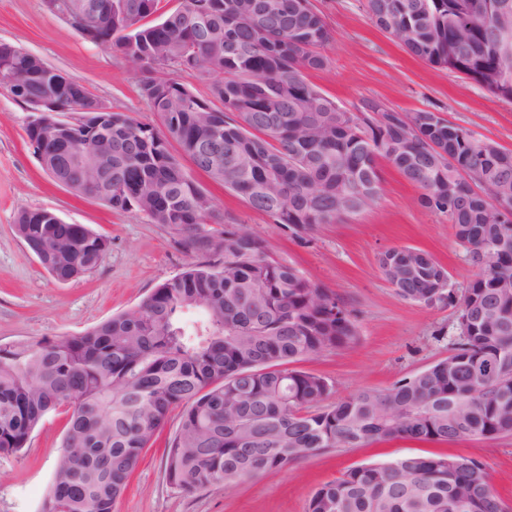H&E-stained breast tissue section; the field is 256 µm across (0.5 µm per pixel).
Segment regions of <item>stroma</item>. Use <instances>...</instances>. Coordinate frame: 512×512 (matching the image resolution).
I'll return each instance as SVG.
<instances>
[{
	"instance_id": "35a3bbf8",
	"label": "stroma",
	"mask_w": 512,
	"mask_h": 512,
	"mask_svg": "<svg viewBox=\"0 0 512 512\" xmlns=\"http://www.w3.org/2000/svg\"><path fill=\"white\" fill-rule=\"evenodd\" d=\"M330 39L320 52L323 69L308 81L344 110L376 101L400 112L430 110L476 137L512 151V102L494 97L459 73L435 68L408 53L368 14L365 0H311ZM0 42L24 48L82 84L108 110L160 127L140 93L144 72L120 54L83 39L43 0H0ZM27 106L0 88V346L83 333L135 306L189 263L170 227L117 213L79 196L45 172L24 128ZM184 171L215 199L227 224L259 236L266 255L297 267L312 282L335 291L353 310L357 339L297 362L333 386L334 398L385 389L448 357L459 335L457 309L401 299L382 274L378 258L392 247L430 253L445 267L452 288L463 292L476 273L445 216L419 203L421 189L387 161L378 168L383 191L359 214L319 225L305 238L275 224L244 199L214 183L191 162ZM23 209L54 212L63 223L84 224L106 237L109 250L95 270L56 281L28 252L13 228ZM67 408L48 414L17 453L0 452V512H38L51 481L69 420ZM172 412L142 454L117 512H307L314 491L349 468L410 455L464 456L480 462L490 485L512 512V435L450 443L397 440L335 448L287 469L194 493L166 478L170 438L179 424Z\"/></svg>"
}]
</instances>
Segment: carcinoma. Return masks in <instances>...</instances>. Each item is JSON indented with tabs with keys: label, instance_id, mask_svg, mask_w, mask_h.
Here are the masks:
<instances>
[{
	"label": "carcinoma",
	"instance_id": "cac0c4a2",
	"mask_svg": "<svg viewBox=\"0 0 512 512\" xmlns=\"http://www.w3.org/2000/svg\"><path fill=\"white\" fill-rule=\"evenodd\" d=\"M96 45L114 48L147 73L142 97L165 133L121 112L109 113L112 147L96 149L112 166V186L83 165L56 166L63 152L51 136L54 116L28 122L44 169L114 211L135 213L177 231L189 255L222 254L191 263L136 306L78 336L0 348V451L17 453L49 413L71 410L40 512H116L143 451L181 409L166 459L169 484L192 493L280 471L330 448L408 439L450 442L512 434V222L495 219V196L512 189V151L429 110L399 112L378 102L345 111L307 80L325 58L327 25L310 0H272L275 24L259 26L263 0H180L161 14L159 0H95ZM427 4L414 12L411 4ZM501 0H365L385 30L428 64L457 72L512 101V18ZM25 102L56 97L54 69L0 42V68ZM189 71L210 79L202 99L168 77ZM292 231L356 215L382 192L378 161H388L423 190L422 205L447 217L478 272L461 297L436 296L447 270L428 253L394 247L381 253L384 276L404 300L424 306L459 302L470 322L454 351L383 390H360L329 402L333 387L292 368L303 358L356 340L353 311L336 293L295 267L266 256L262 240L224 223L211 197L182 171L170 151ZM440 147L446 158L428 152ZM482 169L480 195L456 178ZM455 179L453 196L448 180ZM346 195L350 211H336ZM215 224L224 229L213 228ZM14 231L53 278L72 280L103 262L108 240L83 224H64L46 210H21ZM308 512H505L482 465L462 456L407 455L353 467L311 496Z\"/></svg>",
	"mask_w": 512,
	"mask_h": 512
}]
</instances>
